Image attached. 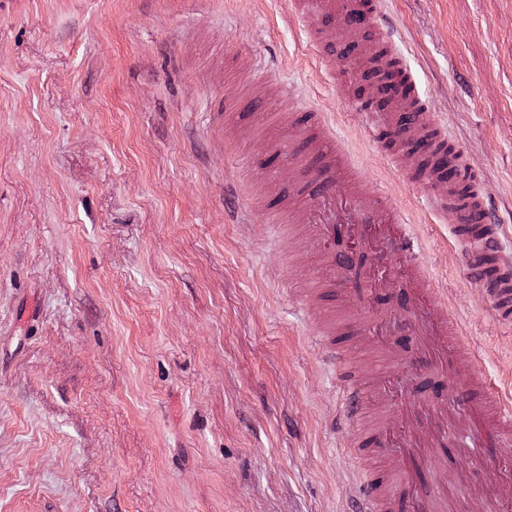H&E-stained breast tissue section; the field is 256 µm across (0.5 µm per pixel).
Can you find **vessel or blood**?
Masks as SVG:
<instances>
[{"label":"vessel or blood","mask_w":512,"mask_h":512,"mask_svg":"<svg viewBox=\"0 0 512 512\" xmlns=\"http://www.w3.org/2000/svg\"><path fill=\"white\" fill-rule=\"evenodd\" d=\"M317 2L320 11L350 39L370 25L383 23L378 0ZM371 96L385 100L374 124L375 137L406 147L402 160L391 163L393 169H401L403 161L413 158L411 146L434 133V113L403 88L386 97L376 87ZM330 130L325 117L311 115L310 141L326 152L315 175L319 190L312 197L293 191L281 210L287 222L279 230L289 254L311 248L322 261L317 285L306 290L304 303L320 355L335 367L342 384L346 408L339 426L346 432L350 454L369 462L357 480V512H465L472 497L481 499L482 512H503L505 503L512 501V484L494 476L476 482L463 472L449 487L433 481L430 469L438 463L454 464L465 452L480 462L487 450L512 444V402L494 396L490 382L477 371L478 353L449 318L446 301L416 261V242L403 214L384 192H367L362 174L346 162L344 150L335 147ZM435 147L443 157L421 171L422 185L435 212L454 220L453 236L470 278L489 299L497 320L512 325V256L501 249L502 228L489 219V199L475 194L464 200L457 195V185L469 178L459 153H444L440 141ZM344 233L379 249L376 266L366 270L362 286L349 295L351 305L364 312L352 330L356 348L365 354L359 361L351 360L347 348L335 340L340 318L322 310L318 302L319 289L332 287L336 279L323 247ZM393 269L406 284L402 304L410 312L405 316L374 306V295L388 287ZM398 321L411 336L413 358L423 370L448 377L466 374L468 385L463 392L442 400L426 399L406 393L396 371L381 369L390 353L387 329ZM397 398L402 408L394 420L385 405ZM388 455L397 459V467L373 465V458Z\"/></svg>","instance_id":"vessel-or-blood-1"}]
</instances>
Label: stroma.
<instances>
[{
    "instance_id": "1",
    "label": "stroma",
    "mask_w": 512,
    "mask_h": 512,
    "mask_svg": "<svg viewBox=\"0 0 512 512\" xmlns=\"http://www.w3.org/2000/svg\"><path fill=\"white\" fill-rule=\"evenodd\" d=\"M381 8L391 32L367 41L438 112L512 252V0ZM315 30L352 80L339 30L287 0H0V512H352L339 380L303 304L316 256L279 258L267 221L315 171L291 164L307 143L274 99L225 98L250 63L408 214L481 373L512 395V326L373 141L369 81L346 96L316 65ZM364 251L337 242L324 307ZM460 469L511 472L512 446L436 474Z\"/></svg>"
}]
</instances>
